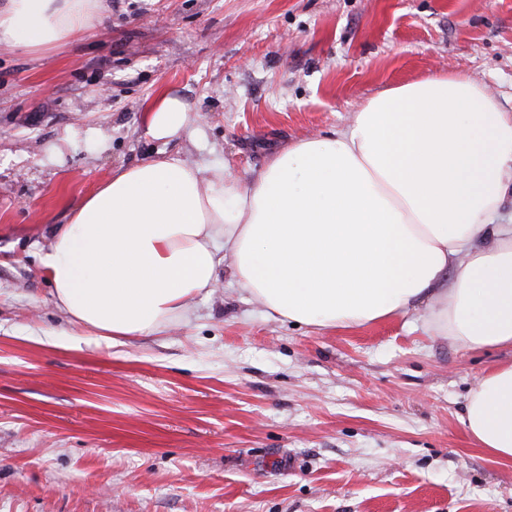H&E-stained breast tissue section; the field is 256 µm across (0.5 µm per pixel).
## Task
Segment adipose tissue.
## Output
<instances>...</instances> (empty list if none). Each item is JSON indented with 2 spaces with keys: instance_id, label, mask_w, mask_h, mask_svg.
<instances>
[{
  "instance_id": "obj_1",
  "label": "adipose tissue",
  "mask_w": 512,
  "mask_h": 512,
  "mask_svg": "<svg viewBox=\"0 0 512 512\" xmlns=\"http://www.w3.org/2000/svg\"><path fill=\"white\" fill-rule=\"evenodd\" d=\"M107 0H0V45L64 46ZM158 91L155 140L188 126ZM512 112L469 76L387 88L329 137L300 140L244 182L178 156L121 168L70 213L42 265L57 307L100 339L161 333L221 271L264 313L303 326H363L425 308L467 349L512 346ZM461 421L512 461V364L485 374Z\"/></svg>"
}]
</instances>
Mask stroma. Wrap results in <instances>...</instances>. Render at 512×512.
<instances>
[{
	"label": "stroma",
	"instance_id": "35a3bbf8",
	"mask_svg": "<svg viewBox=\"0 0 512 512\" xmlns=\"http://www.w3.org/2000/svg\"><path fill=\"white\" fill-rule=\"evenodd\" d=\"M464 73L512 112V0H110L70 45L0 46V512H512V463L465 431L512 363L423 312L317 331L228 280L189 322L111 343L41 259L113 170L176 155L250 180L368 98ZM188 106L148 137L154 94ZM188 119L186 104L170 91L159 90L143 114V128L154 140H170L185 131Z\"/></svg>",
	"mask_w": 512,
	"mask_h": 512
}]
</instances>
